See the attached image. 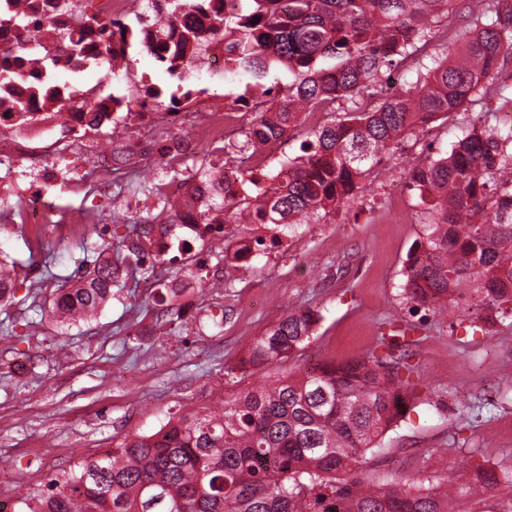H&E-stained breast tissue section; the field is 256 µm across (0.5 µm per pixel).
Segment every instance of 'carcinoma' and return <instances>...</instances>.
<instances>
[{
    "mask_svg": "<svg viewBox=\"0 0 512 512\" xmlns=\"http://www.w3.org/2000/svg\"><path fill=\"white\" fill-rule=\"evenodd\" d=\"M53 2L60 14L73 11L69 0H11L0 9V24H12L26 38L37 16ZM217 0H151L148 22L160 43L173 42L168 55L141 41L140 31L120 20L83 26L96 34L112 59L124 57L134 40L178 80L211 45L199 37L193 12L203 15L207 32L224 39L235 62L232 75L256 85L277 68L291 80L283 95L254 113L242 148L258 150L265 140L288 137L299 113L333 105L351 106L331 113L310 133L304 155L288 171L260 182L235 174L242 188L216 191L209 212L222 223L242 220L290 232L317 221L357 194L362 181L385 157L389 146L427 119L458 112L487 91L486 79L512 58V0H485L475 33L448 60L434 25L452 0H238L231 11L212 7ZM70 55L80 56L85 42L67 28L58 30ZM426 70L423 82L370 101L367 91L392 66ZM512 126L471 129L451 152L415 168L413 182L432 197L433 218L422 242L410 254L404 292L410 311L436 312L456 306H484L495 321H512V186L496 182V173L512 153ZM214 171L200 167L183 179L185 205L194 201L196 181L213 182ZM161 210L142 219L153 224L168 208L169 197L149 188ZM152 247L140 243L120 259L144 273L154 268ZM114 264L93 261L79 283L58 288L47 313L57 321L91 320L122 289ZM15 295L12 271L0 266V302ZM320 315L311 309L288 313L256 337L240 370L277 364L313 339ZM409 351L371 356L346 365L324 364L314 374L288 376L224 398L222 411L205 408L169 418L149 435L129 436L93 458H80L33 494L17 499L11 512H459L460 500L473 492L465 470L443 483L415 489L377 486L342 479L358 456L380 448V439L403 418L413 397L415 372Z\"/></svg>",
    "mask_w": 512,
    "mask_h": 512,
    "instance_id": "1",
    "label": "carcinoma"
}]
</instances>
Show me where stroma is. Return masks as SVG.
<instances>
[{
	"instance_id": "obj_1",
	"label": "stroma",
	"mask_w": 512,
	"mask_h": 512,
	"mask_svg": "<svg viewBox=\"0 0 512 512\" xmlns=\"http://www.w3.org/2000/svg\"><path fill=\"white\" fill-rule=\"evenodd\" d=\"M56 80L92 100L109 89L123 109L116 122L63 140L62 178L48 190L50 219L98 212L106 219L81 225L63 243L52 228L32 232L17 215L20 191L36 180L44 160L41 143L0 136V152L19 147L27 165L21 175L0 166V260L16 263L18 271L15 301L0 307L1 504L13 505L77 459L126 436L156 432L171 413L215 405L264 377L385 356L382 337L399 330L411 342L416 396L405 418L382 436L380 449L351 463L348 477L416 485L446 480L463 467L512 469V325L490 321L475 333L463 310L413 314L402 293L407 255L431 218V199L412 186L409 173L426 157L452 149L473 117L499 125L496 90L512 88V58L490 80L487 97L438 120L432 142L405 134L362 193L282 236L277 255L256 259L248 279L217 260L222 241L198 237L153 275L123 272V290L96 320L70 325L42 316L41 305L83 258L113 259L137 242L140 219L154 207L144 185L159 182L180 195L176 172L224 164L237 150L215 154L210 143L190 138L189 127L165 124L178 81L139 46L128 49L113 86H104L93 64L78 74L57 73ZM188 82L196 97L183 104L186 112L223 106L246 86L202 63ZM150 84L162 89L160 99L147 101ZM164 139H184L188 147L160 164L151 149ZM199 257L204 266L196 265ZM186 278L192 286L180 301L179 335L155 330L169 306L164 289ZM303 307L321 320L298 356L230 379L257 336ZM218 313L225 319L216 327L211 317ZM24 320L32 323L29 336L13 337L16 322Z\"/></svg>"
}]
</instances>
